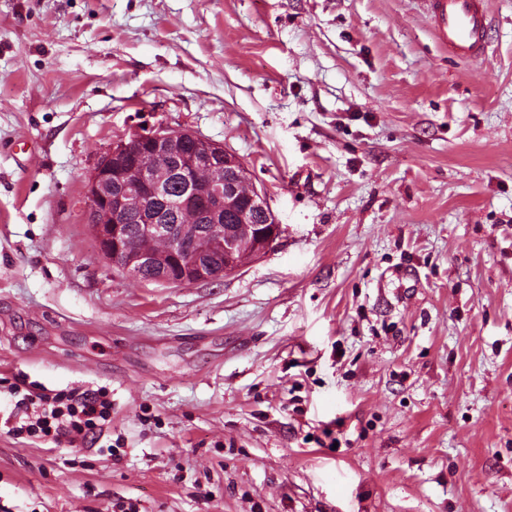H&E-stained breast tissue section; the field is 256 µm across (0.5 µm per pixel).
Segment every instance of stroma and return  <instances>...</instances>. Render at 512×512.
I'll return each mask as SVG.
<instances>
[{"mask_svg": "<svg viewBox=\"0 0 512 512\" xmlns=\"http://www.w3.org/2000/svg\"><path fill=\"white\" fill-rule=\"evenodd\" d=\"M0 0V512H512V0ZM222 144L282 234L217 282L100 254L139 120ZM107 388L76 444L7 383ZM433 33L448 52L469 59L484 48L489 22L484 0H424Z\"/></svg>", "mask_w": 512, "mask_h": 512, "instance_id": "1", "label": "stroma"}]
</instances>
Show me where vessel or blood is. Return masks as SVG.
Here are the masks:
<instances>
[{
	"label": "vessel or blood",
	"mask_w": 512,
	"mask_h": 512,
	"mask_svg": "<svg viewBox=\"0 0 512 512\" xmlns=\"http://www.w3.org/2000/svg\"><path fill=\"white\" fill-rule=\"evenodd\" d=\"M433 33L449 53L475 57L488 39L484 0H424Z\"/></svg>",
	"instance_id": "1"
}]
</instances>
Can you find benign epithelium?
Masks as SVG:
<instances>
[{
  "label": "benign epithelium",
  "instance_id": "1",
  "mask_svg": "<svg viewBox=\"0 0 512 512\" xmlns=\"http://www.w3.org/2000/svg\"><path fill=\"white\" fill-rule=\"evenodd\" d=\"M187 136L193 141L189 151L184 150ZM215 166L235 172L243 168L223 145L162 124L138 125L114 142L95 166L86 190V219L103 258L132 276L146 273L153 282L187 285L218 279L207 258L209 250L224 254V276L236 272L248 257L269 250L279 229L255 187L247 199L269 228L246 223L242 214L239 224L224 229V206L237 197L240 179L197 180L199 171ZM176 181L184 192L173 198L169 191ZM185 205L194 207L200 224L164 223L166 211ZM129 216L136 217L133 228L125 224ZM133 232L145 239H164L165 251L131 248Z\"/></svg>",
  "mask_w": 512,
  "mask_h": 512
}]
</instances>
